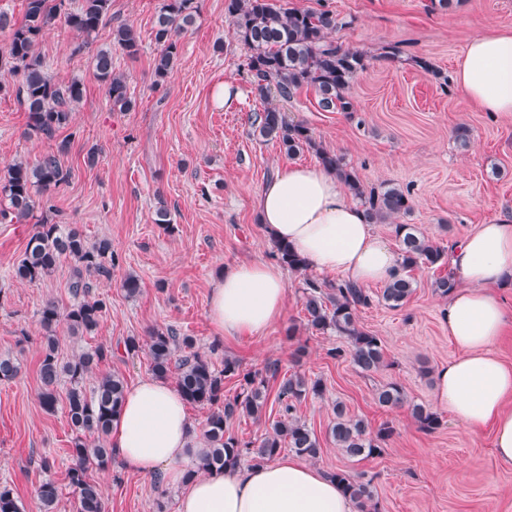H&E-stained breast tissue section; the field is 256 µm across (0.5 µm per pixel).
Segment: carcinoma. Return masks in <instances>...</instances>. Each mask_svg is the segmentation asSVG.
<instances>
[{"mask_svg": "<svg viewBox=\"0 0 512 512\" xmlns=\"http://www.w3.org/2000/svg\"><path fill=\"white\" fill-rule=\"evenodd\" d=\"M112 0H83L80 8L72 10L69 0H26L21 21L0 10V31L8 33V43L0 52V70L18 77L16 97L28 113V130L46 139L69 124L74 108L85 94L83 81L74 78L66 84L55 82L44 70L37 52L44 31L57 21L88 38L112 22ZM235 39L247 48L248 72L256 96L265 100L275 94L288 101L303 88H312L319 106L326 111L349 112L352 103L348 97L356 74L365 66L364 54L343 47L329 38V34L343 25L331 10L284 9L272 0H228ZM197 15L196 0H162L154 26V40L159 52L154 59L158 79L168 77L178 57L180 36L187 31ZM112 43L133 58L140 50L136 29L121 24L112 29ZM94 76L106 86L112 108L128 111L132 100L128 96L123 75L112 68V51L99 49L94 55ZM253 125L259 136L279 141L290 156L314 149L323 167L336 172L345 187L360 201L367 222L383 224L407 215L411 211L410 190L397 186L366 188L356 172L344 159L333 152L316 147L311 129L303 123L290 122L275 108H265L254 115ZM68 141L57 144L56 150L31 164L16 161L0 169V223L23 224L35 221L23 258L15 268L20 280L36 281L50 276L57 266L72 264L69 284L71 294L81 301L68 309H61L49 299L40 311L42 355L39 363L41 391L39 400L47 412L55 411L57 387L68 383L66 410L75 433L70 448L71 466L67 475L76 497V512H105L104 488L90 479L88 469L95 466L106 469L112 463L113 449L109 445L112 424L116 420L127 386L117 373L100 376L92 391H87L86 378L112 358V348L98 345L70 360L58 354L57 327L65 323L76 336L93 331L107 311L102 299L90 298V278H112L118 265V256L107 240L90 243L71 224L49 221L44 211L53 210V192L69 179L61 155L67 151ZM399 243L400 269L385 285L380 299L390 308L406 304L416 288L412 271L427 267L440 268L447 264L445 248L435 244L413 224L394 225ZM274 256L293 271L307 269L303 258L286 244H274ZM306 328L323 334L333 330L349 341V348L328 351L332 358L350 356L361 372L371 374L385 363L384 344L380 337L359 326L357 314L372 304L368 291L345 280L319 281L306 278L303 282ZM125 350L135 354L146 351L153 374L159 379L175 378L177 391L187 403L212 408L202 429L205 450L195 467L188 470L191 481L202 473L225 471L239 467L242 457H250L255 464L272 461L283 447L302 458L315 459L320 453L319 440L308 426L295 416L296 404L308 395L323 394L319 380L309 381L293 374L279 377L280 365L270 362L260 369H244L232 358L224 359V368L217 370L212 363L194 350L190 336L177 330H153L142 341L130 337ZM20 363L9 355L0 356V381L15 379ZM237 381L239 391L224 392V380ZM280 379L277 401L281 417L271 423L270 430L255 441H242L228 431L236 418L259 419L265 413L268 388L272 380ZM375 399L382 407H400L405 402L402 388L387 383L376 390ZM336 421L331 437L336 446L350 457L361 459L381 452L394 434V427L386 422L376 431L368 429L361 418L348 415L338 405L334 408ZM411 414L426 432L441 425L440 417L422 404L411 405ZM343 492L359 508L366 509L374 499L370 483L362 482L350 473L338 469L330 475ZM39 512H55L58 491L55 482L47 479L38 491ZM0 512H22V506L8 485H0Z\"/></svg>", "mask_w": 512, "mask_h": 512, "instance_id": "obj_1", "label": "carcinoma"}]
</instances>
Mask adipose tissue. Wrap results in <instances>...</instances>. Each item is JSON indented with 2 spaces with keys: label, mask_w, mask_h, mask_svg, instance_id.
I'll use <instances>...</instances> for the list:
<instances>
[{
  "label": "adipose tissue",
  "mask_w": 512,
  "mask_h": 512,
  "mask_svg": "<svg viewBox=\"0 0 512 512\" xmlns=\"http://www.w3.org/2000/svg\"><path fill=\"white\" fill-rule=\"evenodd\" d=\"M454 82L481 111L512 116V31L472 39ZM256 208L270 239L287 244L314 271L361 286L387 283L399 272L397 254L332 171L288 165L264 183ZM448 267L458 286L444 321L459 354L439 368L434 400L470 432L491 429L497 461L512 467V367L494 352L512 324V310L495 293L512 283V221L479 225L451 245ZM285 300L279 264L242 263L214 283L209 317L218 335L260 334L280 321ZM194 442L173 385L147 376L127 390L110 446L128 470L162 474L180 488L177 512H355L335 481L291 456L186 481L199 453Z\"/></svg>",
  "instance_id": "ef3b65f1"
}]
</instances>
